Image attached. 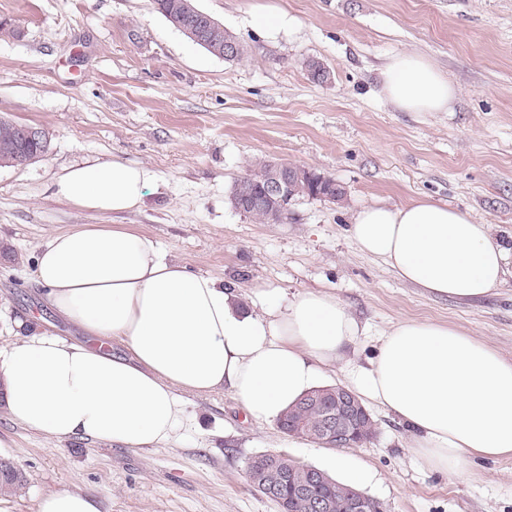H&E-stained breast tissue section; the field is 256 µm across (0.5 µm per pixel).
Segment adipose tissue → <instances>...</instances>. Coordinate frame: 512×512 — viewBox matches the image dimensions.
<instances>
[{
  "instance_id": "adipose-tissue-1",
  "label": "adipose tissue",
  "mask_w": 512,
  "mask_h": 512,
  "mask_svg": "<svg viewBox=\"0 0 512 512\" xmlns=\"http://www.w3.org/2000/svg\"><path fill=\"white\" fill-rule=\"evenodd\" d=\"M382 92L403 112H446L456 97L417 53L388 61ZM152 181L147 169L112 160L71 168L54 187L80 208L118 213L139 207ZM349 233L363 253L439 297L476 299L503 283L507 256L487 225L447 205H367ZM35 280L90 339L15 334L0 348V401L14 422L56 440L166 446L195 426L185 394L225 389L253 421L277 422L364 333L328 293L260 289V310L246 308L238 289L119 226L51 235L38 248ZM116 339L129 357L112 355ZM348 378L412 430V451L430 470L454 475L474 458L512 455V362L461 328L397 323L367 365H349Z\"/></svg>"
}]
</instances>
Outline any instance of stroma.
Returning a JSON list of instances; mask_svg holds the SVG:
<instances>
[{
    "label": "stroma",
    "instance_id": "stroma-1",
    "mask_svg": "<svg viewBox=\"0 0 512 512\" xmlns=\"http://www.w3.org/2000/svg\"><path fill=\"white\" fill-rule=\"evenodd\" d=\"M246 54L227 61L173 27L153 0H0V115L44 130L47 153L0 167V346L18 318L71 340L81 334L44 299L38 246L77 224L147 235L195 273L252 289L336 295L365 327L345 357L366 364L394 324L466 330L512 360V262L489 295L438 298L360 252L348 229L361 207L419 200L471 213L512 249V0H196ZM275 8L296 24L277 37L254 16ZM429 59L454 86L449 112H401L381 94L393 56ZM329 72L311 79L307 63ZM119 160L150 170L143 204L96 213L59 200L75 165ZM261 160L334 178L343 202L303 197L283 224H260L230 202ZM202 432L160 448L91 438L52 440L0 407V461L24 484L0 491V512H38L58 490L92 495L101 512H278L250 486V457L280 452L328 470L337 450L259 424L226 391L190 398ZM375 432L349 454L378 476L364 493L382 512H512V456L476 458L444 475L411 452L408 430L368 405Z\"/></svg>",
    "mask_w": 512,
    "mask_h": 512
}]
</instances>
